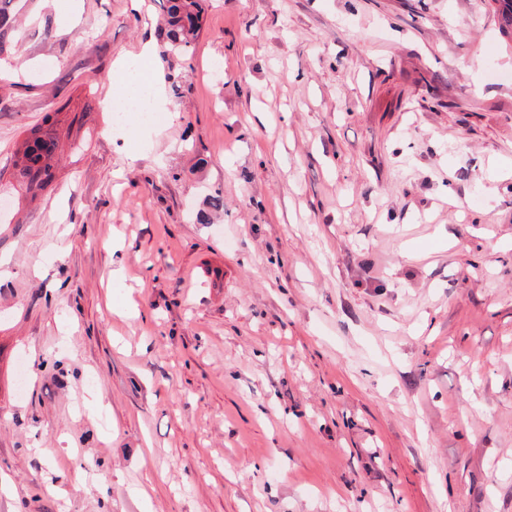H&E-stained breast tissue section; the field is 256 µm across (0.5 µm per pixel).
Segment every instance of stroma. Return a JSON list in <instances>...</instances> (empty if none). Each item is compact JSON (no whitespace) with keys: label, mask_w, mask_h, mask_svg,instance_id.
<instances>
[{"label":"stroma","mask_w":512,"mask_h":512,"mask_svg":"<svg viewBox=\"0 0 512 512\" xmlns=\"http://www.w3.org/2000/svg\"><path fill=\"white\" fill-rule=\"evenodd\" d=\"M495 8L207 0L186 57L157 0L26 9L0 62V512H512ZM146 46L163 117L114 129ZM47 116L32 199L11 154Z\"/></svg>","instance_id":"35a3bbf8"}]
</instances>
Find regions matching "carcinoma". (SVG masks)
<instances>
[{
  "mask_svg": "<svg viewBox=\"0 0 512 512\" xmlns=\"http://www.w3.org/2000/svg\"><path fill=\"white\" fill-rule=\"evenodd\" d=\"M15 0H0V57L11 48L19 24V10ZM499 25L506 32L512 31V0H494ZM202 0H163V15L168 28L167 38L171 49L188 55L200 30ZM32 136L25 137L17 147L14 167L25 185L26 192L35 197L44 191L55 177L59 163V139L52 129L34 126Z\"/></svg>",
  "mask_w": 512,
  "mask_h": 512,
  "instance_id": "obj_1",
  "label": "carcinoma"
}]
</instances>
